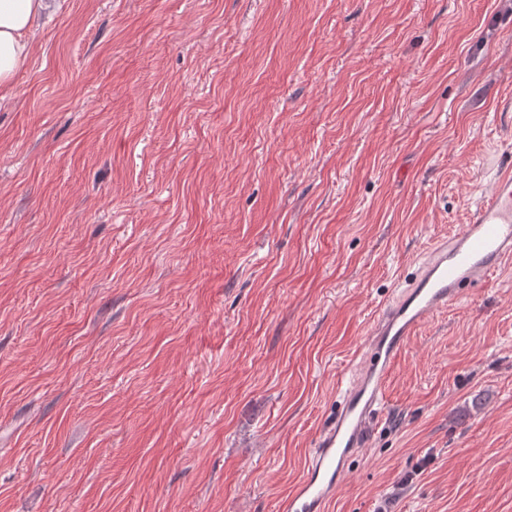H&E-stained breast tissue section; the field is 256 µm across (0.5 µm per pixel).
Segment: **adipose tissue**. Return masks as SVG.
Segmentation results:
<instances>
[{
	"label": "adipose tissue",
	"mask_w": 512,
	"mask_h": 512,
	"mask_svg": "<svg viewBox=\"0 0 512 512\" xmlns=\"http://www.w3.org/2000/svg\"><path fill=\"white\" fill-rule=\"evenodd\" d=\"M44 0H0V92L10 90L32 51Z\"/></svg>",
	"instance_id": "obj_1"
}]
</instances>
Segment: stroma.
<instances>
[{"label":"stroma","instance_id":"35a3bbf8","mask_svg":"<svg viewBox=\"0 0 512 512\" xmlns=\"http://www.w3.org/2000/svg\"><path fill=\"white\" fill-rule=\"evenodd\" d=\"M507 167L512 0H52L0 100V512H279ZM328 512H512V263Z\"/></svg>","mask_w":512,"mask_h":512}]
</instances>
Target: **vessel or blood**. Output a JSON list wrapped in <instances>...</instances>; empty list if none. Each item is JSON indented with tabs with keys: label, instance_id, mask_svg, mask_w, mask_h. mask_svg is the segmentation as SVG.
I'll use <instances>...</instances> for the list:
<instances>
[{
	"label": "vessel or blood",
	"instance_id": "obj_1",
	"mask_svg": "<svg viewBox=\"0 0 512 512\" xmlns=\"http://www.w3.org/2000/svg\"><path fill=\"white\" fill-rule=\"evenodd\" d=\"M510 262L512 172L504 171L470 223L436 242L420 259L415 277L385 304L368 334L364 360L341 385L336 415L319 434L282 512H327L345 464L369 444L372 422L384 404V382L408 336Z\"/></svg>",
	"mask_w": 512,
	"mask_h": 512
}]
</instances>
